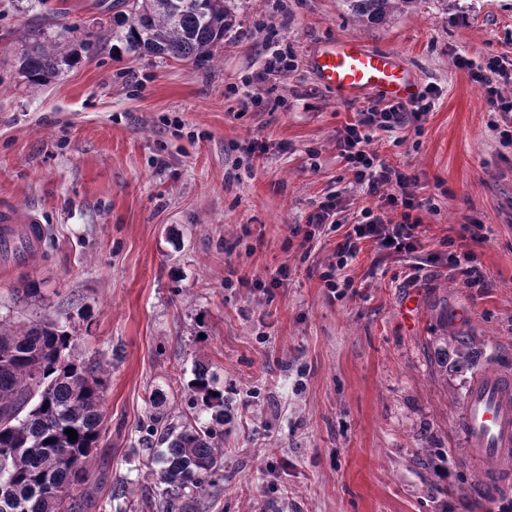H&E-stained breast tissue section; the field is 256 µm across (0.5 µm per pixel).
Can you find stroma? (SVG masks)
<instances>
[{"instance_id": "35a3bbf8", "label": "stroma", "mask_w": 512, "mask_h": 512, "mask_svg": "<svg viewBox=\"0 0 512 512\" xmlns=\"http://www.w3.org/2000/svg\"><path fill=\"white\" fill-rule=\"evenodd\" d=\"M213 65L83 50L61 77L33 87L17 71L40 11L0 0V206L40 211V261L0 274V320L60 319L82 357L108 376L102 445L110 478L155 487L138 455L140 422L161 391L169 423L207 419L180 382L208 364L224 391V482L208 512H498L454 429L476 368L512 369V144L458 60L500 61L512 97V0H416L378 26L343 0H235ZM355 38L398 55L436 96L419 128L377 131L388 165L415 177L428 264L362 243L333 294L318 271L338 233L309 254L292 231L327 195L339 220L375 200L355 184L336 134L387 100H347L310 63ZM288 71L253 82L267 44ZM266 143L250 153L253 141ZM482 224L488 239L459 237ZM473 250L488 285L451 278L447 239ZM288 277L277 280L280 267ZM474 341L475 367L443 335Z\"/></svg>"}]
</instances>
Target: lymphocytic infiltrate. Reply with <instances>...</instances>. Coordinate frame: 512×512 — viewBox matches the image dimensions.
I'll return each mask as SVG.
<instances>
[{"instance_id": "f902f5d3", "label": "lymphocytic infiltrate", "mask_w": 512, "mask_h": 512, "mask_svg": "<svg viewBox=\"0 0 512 512\" xmlns=\"http://www.w3.org/2000/svg\"><path fill=\"white\" fill-rule=\"evenodd\" d=\"M424 101L407 105L401 102L386 104L384 108H368L360 113L355 123L346 125L336 136V148L346 161L355 181L364 186L368 195L381 202L403 209L401 222L386 219L384 213L365 208L361 218L337 242L334 259L320 275L329 290L351 287V280L341 279L340 273L360 251L364 241H372L385 253L413 255L422 246L418 236V225L412 222L411 212L417 209L416 196L411 189L413 177L391 168L381 160L371 143L372 128L391 130L417 122L428 112Z\"/></svg>"}]
</instances>
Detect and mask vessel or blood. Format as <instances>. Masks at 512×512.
Masks as SVG:
<instances>
[{"label":"vessel or blood","mask_w":512,"mask_h":512,"mask_svg":"<svg viewBox=\"0 0 512 512\" xmlns=\"http://www.w3.org/2000/svg\"><path fill=\"white\" fill-rule=\"evenodd\" d=\"M314 66L325 86L353 99L378 92L408 100L418 87L417 73L401 68L394 54L366 49L355 39L320 50ZM44 240L37 211L0 208V267L35 263ZM455 430L464 456L482 469L480 495L495 499L512 492V371L490 369L470 383Z\"/></svg>","instance_id":"vessel-or-blood-1"}]
</instances>
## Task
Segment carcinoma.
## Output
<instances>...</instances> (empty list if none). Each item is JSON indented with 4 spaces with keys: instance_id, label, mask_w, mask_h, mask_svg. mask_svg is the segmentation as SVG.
Segmentation results:
<instances>
[{
    "instance_id": "cac0c4a2",
    "label": "carcinoma",
    "mask_w": 512,
    "mask_h": 512,
    "mask_svg": "<svg viewBox=\"0 0 512 512\" xmlns=\"http://www.w3.org/2000/svg\"><path fill=\"white\" fill-rule=\"evenodd\" d=\"M112 4V26L84 33L50 18L33 32L19 57L18 74L31 85L56 78L79 60L78 49L112 41L133 57H155L197 66L212 63L232 24L231 0H142L141 11ZM363 24L380 25L415 0H344ZM74 338L58 318L29 323L0 320V512H105L127 498L124 482H108L91 464L100 451L107 383L96 359L78 358ZM184 390L190 405L210 413L180 426L149 416L139 443L159 464L158 490L146 491L140 512H199L201 501L224 479V391L208 365L195 364ZM77 431L72 440L65 429ZM109 485L108 498L98 492Z\"/></svg>"
}]
</instances>
